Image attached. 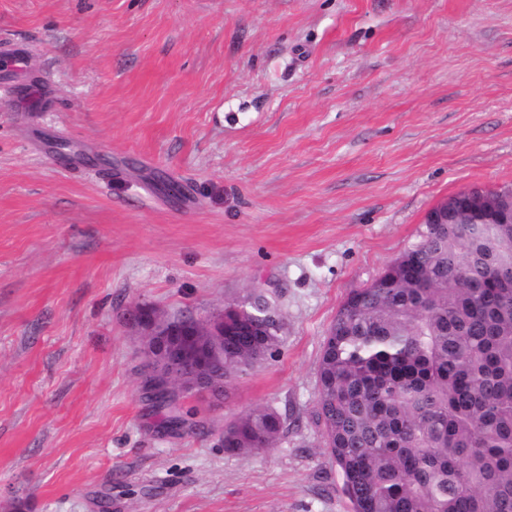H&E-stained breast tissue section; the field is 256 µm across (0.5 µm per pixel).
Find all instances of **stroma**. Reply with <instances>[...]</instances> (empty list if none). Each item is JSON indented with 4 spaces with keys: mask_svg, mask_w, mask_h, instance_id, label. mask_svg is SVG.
I'll list each match as a JSON object with an SVG mask.
<instances>
[{
    "mask_svg": "<svg viewBox=\"0 0 512 512\" xmlns=\"http://www.w3.org/2000/svg\"><path fill=\"white\" fill-rule=\"evenodd\" d=\"M0 42V512H351L322 341L429 208L512 184V0H0ZM255 288L279 352L160 428L131 310ZM258 404L285 438L225 452Z\"/></svg>",
    "mask_w": 512,
    "mask_h": 512,
    "instance_id": "35a3bbf8",
    "label": "stroma"
}]
</instances>
